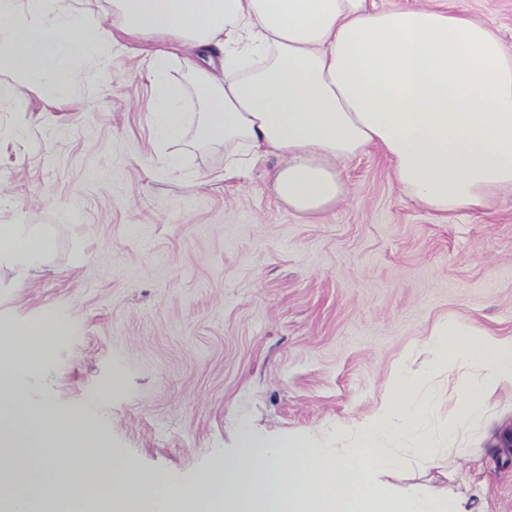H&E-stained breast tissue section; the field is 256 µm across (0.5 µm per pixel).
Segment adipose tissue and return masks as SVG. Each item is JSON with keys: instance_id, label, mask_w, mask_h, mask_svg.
<instances>
[{"instance_id": "obj_1", "label": "adipose tissue", "mask_w": 512, "mask_h": 512, "mask_svg": "<svg viewBox=\"0 0 512 512\" xmlns=\"http://www.w3.org/2000/svg\"><path fill=\"white\" fill-rule=\"evenodd\" d=\"M128 33L162 38L152 54L150 121L159 143L195 123L203 143L240 148L248 163L282 159L271 176L278 200L313 220L341 200L339 162L383 149L397 183L430 211L488 208L512 188V46L462 11L384 8L376 0H113ZM113 34L60 0H0V72L49 100L72 83V60L104 54ZM182 57L198 78L200 110H183L170 75ZM49 241L0 225V265L39 267ZM58 315L8 328L0 338V473L13 449H36L54 497L20 490L9 512H464L451 492L382 482L409 447L424 467L436 450L421 432L428 411L417 376L394 377L391 398L354 423L348 448L276 443L243 432L234 454L183 490L132 468L106 448L87 414L55 407L33 380L46 354L40 336L65 335ZM430 372L472 364L457 382L454 418L476 420L487 398L512 387V338L456 319L428 340Z\"/></svg>"}]
</instances>
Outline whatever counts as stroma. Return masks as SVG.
Returning <instances> with one entry per match:
<instances>
[{"mask_svg":"<svg viewBox=\"0 0 512 512\" xmlns=\"http://www.w3.org/2000/svg\"><path fill=\"white\" fill-rule=\"evenodd\" d=\"M512 44V0H445ZM157 38L119 34L58 100L0 98V224L51 242L44 265L0 267V325L61 315L38 384L59 408L99 396L97 429L139 470L190 486L242 429L344 448L405 367L432 399L429 470L386 475L457 489L466 512H512V388L449 431L455 375H431L430 331L455 318L512 337V191L434 214L383 152L340 163L344 198L308 221L278 201L266 156L228 177L223 145L158 146L149 121ZM180 167L167 165L170 155Z\"/></svg>","mask_w":512,"mask_h":512,"instance_id":"obj_1","label":"stroma"}]
</instances>
